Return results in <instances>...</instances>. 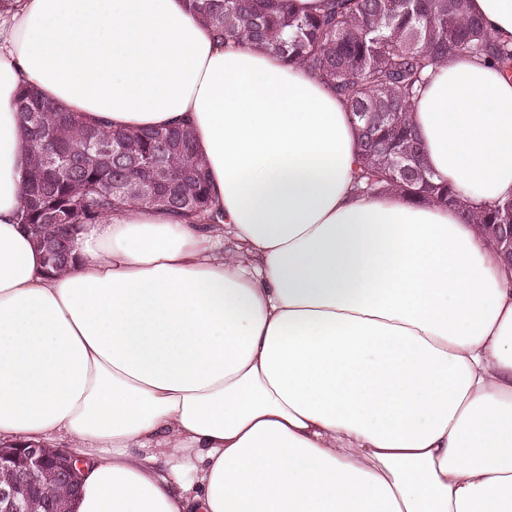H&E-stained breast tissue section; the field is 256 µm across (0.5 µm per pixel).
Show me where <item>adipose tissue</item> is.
Masks as SVG:
<instances>
[{
    "label": "adipose tissue",
    "mask_w": 512,
    "mask_h": 512,
    "mask_svg": "<svg viewBox=\"0 0 512 512\" xmlns=\"http://www.w3.org/2000/svg\"><path fill=\"white\" fill-rule=\"evenodd\" d=\"M512 41V0H470ZM189 122L196 223L129 203L48 274L16 100ZM408 119L473 210L512 198V75L429 72ZM359 131L304 68L187 0H0V446L68 445L75 512H512V265L449 206L356 190Z\"/></svg>",
    "instance_id": "adipose-tissue-1"
}]
</instances>
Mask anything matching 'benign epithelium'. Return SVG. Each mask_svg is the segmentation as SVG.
<instances>
[{
  "instance_id": "1",
  "label": "benign epithelium",
  "mask_w": 512,
  "mask_h": 512,
  "mask_svg": "<svg viewBox=\"0 0 512 512\" xmlns=\"http://www.w3.org/2000/svg\"><path fill=\"white\" fill-rule=\"evenodd\" d=\"M49 487L56 490L58 501L74 504L81 470L69 452L43 445L0 446V512H42Z\"/></svg>"
}]
</instances>
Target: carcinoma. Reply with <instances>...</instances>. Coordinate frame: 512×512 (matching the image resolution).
<instances>
[{"instance_id":"1","label":"carcinoma","mask_w":512,"mask_h":512,"mask_svg":"<svg viewBox=\"0 0 512 512\" xmlns=\"http://www.w3.org/2000/svg\"><path fill=\"white\" fill-rule=\"evenodd\" d=\"M190 2L216 38L272 52L344 97L360 125L358 189L467 210L451 183L435 181L407 112L428 71L460 52L488 55L512 69V43L492 41L468 0H322L309 14L295 11L291 0ZM18 112L28 161L20 223L50 272L72 263L83 225L127 202L151 205L137 186L154 179L157 159L168 173L162 190L186 199L164 211L192 222L210 206L207 167L186 126L105 130L32 89L19 93ZM94 141L102 151L89 148ZM471 220L498 243L502 225H512V199Z\"/></svg>"}]
</instances>
